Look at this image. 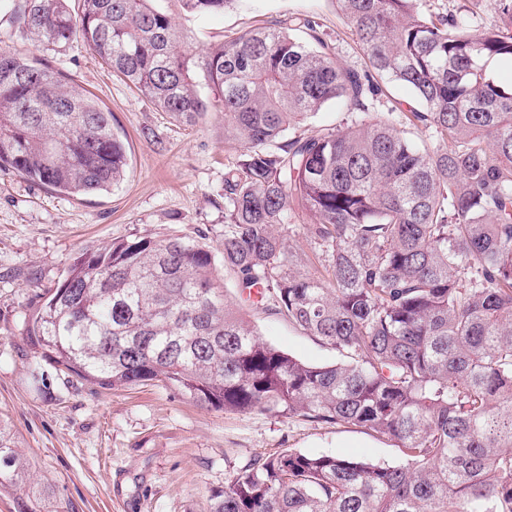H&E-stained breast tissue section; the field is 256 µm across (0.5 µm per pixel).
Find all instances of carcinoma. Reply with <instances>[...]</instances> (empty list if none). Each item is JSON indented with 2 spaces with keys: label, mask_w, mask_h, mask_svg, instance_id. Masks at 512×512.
<instances>
[{
  "label": "carcinoma",
  "mask_w": 512,
  "mask_h": 512,
  "mask_svg": "<svg viewBox=\"0 0 512 512\" xmlns=\"http://www.w3.org/2000/svg\"><path fill=\"white\" fill-rule=\"evenodd\" d=\"M18 0L37 43L83 45L190 124L224 113L221 263L179 235L121 240L70 263L24 324L62 373L101 387L161 380L209 408L345 423L396 443L400 465L288 450L258 457L208 512H512V0L476 29L427 0H336L362 69L319 19L291 13L202 51L154 0ZM222 11L236 0H179ZM204 81L210 94L197 86ZM418 106L388 105L386 83ZM343 117L298 128L327 103ZM0 166L69 196L128 168L112 112L35 56L0 50ZM303 214L322 256L298 268L276 228ZM336 351L313 365L243 312ZM0 420V487L26 479Z\"/></svg>",
  "instance_id": "cac0c4a2"
}]
</instances>
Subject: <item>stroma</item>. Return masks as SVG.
<instances>
[{"label": "stroma", "instance_id": "obj_1", "mask_svg": "<svg viewBox=\"0 0 512 512\" xmlns=\"http://www.w3.org/2000/svg\"><path fill=\"white\" fill-rule=\"evenodd\" d=\"M163 6L202 50L284 15L318 16L341 61L364 57L334 0H239L206 15ZM6 49L61 68L78 91L94 95L129 143L124 181L110 192L68 197L0 169V420L13 428L30 477L0 487V512L17 497L40 492L42 512H207L211 497L251 460L293 449L378 463L404 459L393 442L347 424L304 417L224 413L201 405L166 382L103 388L60 373L40 357L23 321L54 289L80 253L136 237L179 234L224 237V115L209 112L185 124L152 105L84 47L63 50L34 42L18 29L9 0H0ZM249 320L261 338L305 362L336 353L288 322L262 313Z\"/></svg>", "mask_w": 512, "mask_h": 512}]
</instances>
